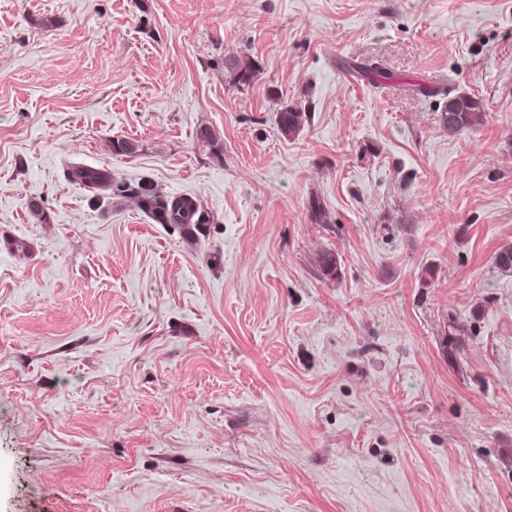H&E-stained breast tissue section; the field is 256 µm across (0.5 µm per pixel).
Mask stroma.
Wrapping results in <instances>:
<instances>
[{"label":"stroma","instance_id":"1","mask_svg":"<svg viewBox=\"0 0 512 512\" xmlns=\"http://www.w3.org/2000/svg\"><path fill=\"white\" fill-rule=\"evenodd\" d=\"M508 245L512 0H0V512H512ZM224 64L233 75V84L237 87L249 86L257 77V69L247 56H229L224 60ZM484 106L479 98L458 95L445 102L441 112V123L448 134L456 135L469 131L483 121ZM304 112L298 108L288 105H283L281 109L276 112V124L280 132L285 136H292L297 134L304 123ZM66 175L92 193L96 200L110 204L134 202L155 224L177 232L187 239L205 233L214 217L195 197L169 196L161 193L147 178H122L104 167L73 165Z\"/></svg>","mask_w":512,"mask_h":512}]
</instances>
